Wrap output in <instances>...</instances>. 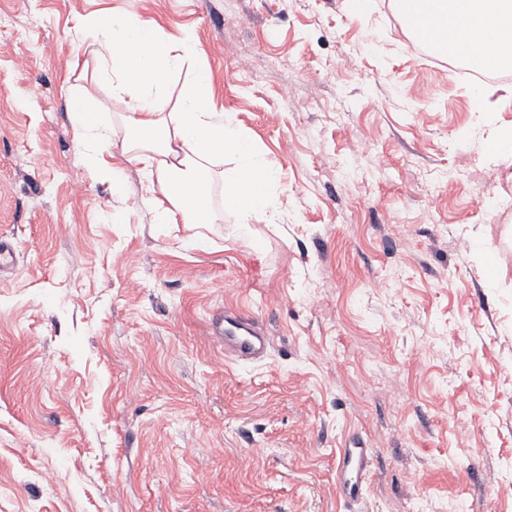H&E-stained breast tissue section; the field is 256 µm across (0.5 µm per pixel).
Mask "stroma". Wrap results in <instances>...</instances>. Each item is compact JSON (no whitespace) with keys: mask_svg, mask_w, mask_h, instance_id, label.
<instances>
[{"mask_svg":"<svg viewBox=\"0 0 512 512\" xmlns=\"http://www.w3.org/2000/svg\"><path fill=\"white\" fill-rule=\"evenodd\" d=\"M0 0V512H512V154L394 0ZM196 40L280 218L212 188L196 245L99 96L79 25ZM239 19L236 26L227 16ZM111 117V193L66 109ZM272 346L224 357L211 317ZM372 458L341 499L336 450ZM512 122L492 128L483 142L484 150L489 154H502L511 149ZM212 325L217 336L224 335V355L238 362L254 361L271 346L270 336L252 314L224 309L212 316Z\"/></svg>","mask_w":512,"mask_h":512,"instance_id":"stroma-1","label":"stroma"}]
</instances>
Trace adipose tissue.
Masks as SVG:
<instances>
[{"instance_id": "1", "label": "adipose tissue", "mask_w": 512, "mask_h": 512, "mask_svg": "<svg viewBox=\"0 0 512 512\" xmlns=\"http://www.w3.org/2000/svg\"><path fill=\"white\" fill-rule=\"evenodd\" d=\"M416 26L430 43L489 65L512 63V0H423ZM89 52L98 68L96 85L130 110L129 123L139 133L130 142L137 159L155 178L166 205L155 208V221L172 223L182 215L186 243L198 238L199 226L212 221V186L224 181L225 205L249 216L278 211V175L262 160L231 118L211 104V74L198 64L192 38L178 50L163 44L153 25L130 19L113 26L110 15L94 19ZM190 71L179 112L163 122L160 98L171 78ZM69 112L85 132L88 147L84 162L95 170L113 194H121L118 172L103 154L110 138L104 113L94 111L87 96L70 97ZM231 156L232 166L214 173V160Z\"/></svg>"}]
</instances>
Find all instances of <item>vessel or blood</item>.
<instances>
[{
    "mask_svg": "<svg viewBox=\"0 0 512 512\" xmlns=\"http://www.w3.org/2000/svg\"><path fill=\"white\" fill-rule=\"evenodd\" d=\"M212 325L217 335L224 338V353L239 362L252 361L266 353L271 339L264 327L252 314L228 309L213 315ZM370 453L357 443H346L339 451L336 477L343 496L351 501L360 500L363 482L370 470Z\"/></svg>",
    "mask_w": 512,
    "mask_h": 512,
    "instance_id": "obj_1",
    "label": "vessel or blood"
}]
</instances>
